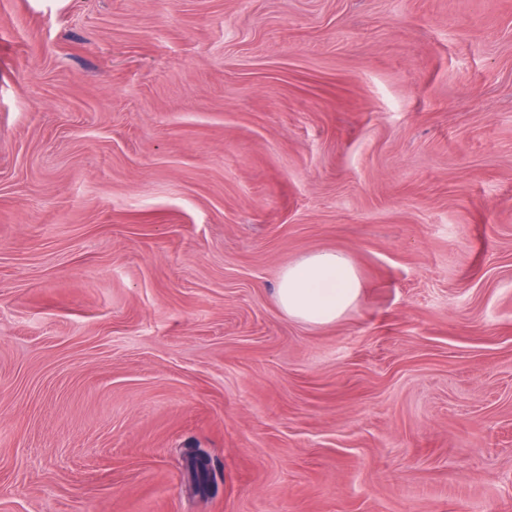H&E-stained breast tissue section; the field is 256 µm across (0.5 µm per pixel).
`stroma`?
Wrapping results in <instances>:
<instances>
[{
  "label": "stroma",
  "mask_w": 512,
  "mask_h": 512,
  "mask_svg": "<svg viewBox=\"0 0 512 512\" xmlns=\"http://www.w3.org/2000/svg\"><path fill=\"white\" fill-rule=\"evenodd\" d=\"M0 512H512V0H0ZM362 282L341 252L310 253L285 268L275 291L281 311L313 325L336 321L357 302Z\"/></svg>",
  "instance_id": "stroma-1"
}]
</instances>
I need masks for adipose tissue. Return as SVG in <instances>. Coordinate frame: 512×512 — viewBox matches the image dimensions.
I'll return each mask as SVG.
<instances>
[{"label":"adipose tissue","mask_w":512,"mask_h":512,"mask_svg":"<svg viewBox=\"0 0 512 512\" xmlns=\"http://www.w3.org/2000/svg\"><path fill=\"white\" fill-rule=\"evenodd\" d=\"M362 282L343 253H310L285 268L275 291L288 317L313 325L336 321L357 302Z\"/></svg>","instance_id":"1"}]
</instances>
